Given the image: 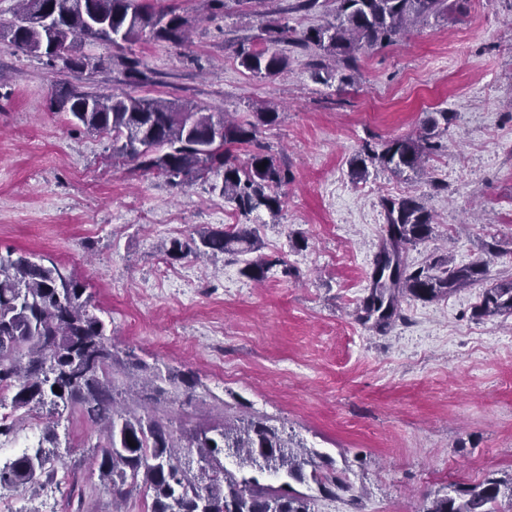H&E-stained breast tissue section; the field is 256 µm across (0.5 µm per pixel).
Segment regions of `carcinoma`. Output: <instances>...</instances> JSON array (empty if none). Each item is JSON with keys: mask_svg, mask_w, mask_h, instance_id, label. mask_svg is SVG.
I'll return each mask as SVG.
<instances>
[{"mask_svg": "<svg viewBox=\"0 0 512 512\" xmlns=\"http://www.w3.org/2000/svg\"><path fill=\"white\" fill-rule=\"evenodd\" d=\"M334 21L306 31L297 42L314 46L336 64L351 69L358 54L398 42L412 22L448 10L447 0H336ZM59 8L58 18L46 23L45 10ZM109 22L112 34L133 41L145 33L178 45L185 38L186 21L176 14L154 10L149 0H19V8L0 41L17 49L58 59L65 69L100 65L69 54L72 43L86 40L111 44L95 28L96 19ZM240 64L253 75L269 78L283 71L287 58L268 48L240 46ZM51 106L89 132L112 136V151L136 168L152 171L180 185L193 175H211L219 190L244 218L266 211L277 216L282 207L278 188L287 175L276 158L258 141L259 127L274 123L277 112L264 109L241 121L224 112H204L176 101L132 92L93 94L60 85ZM446 112H430L414 137L394 139L381 152L357 157L352 169L367 174L366 161L394 173L417 171L437 149L440 121ZM254 146L245 162L233 150ZM386 211L384 241L375 260L369 294L358 319L382 331L400 318L398 298L409 294L433 301L465 288L486 274L488 261L457 266L446 258L410 270L401 264L402 250L428 237L432 219L414 197L383 199ZM261 241L249 224L226 229L208 228L183 241L170 242L171 260L218 254L238 257L260 251ZM259 255L245 261L241 272L261 280L274 265ZM90 295L83 282L65 265L48 258L34 260L25 251L0 253V389L13 392L17 409L52 406L78 409L102 427L93 446L99 478L115 497L133 488L150 493V512H313L311 498L293 485L316 484L334 497L350 486L338 475L325 473L314 461L319 453L294 452L285 430L255 417L241 425L224 424L192 432L187 447L198 450L199 474L182 467L171 421L163 415H139L117 404L112 362L117 349L103 322L88 310ZM478 317L512 316V279L483 290L474 307ZM59 391H53V387ZM49 451L38 445L0 466V488L39 483ZM233 458L238 472L224 459ZM268 471L283 479L264 485L246 468ZM512 501V478L487 476L463 485L451 483L423 512H499V501Z\"/></svg>", "mask_w": 512, "mask_h": 512, "instance_id": "obj_1", "label": "carcinoma"}]
</instances>
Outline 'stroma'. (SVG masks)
<instances>
[{"mask_svg": "<svg viewBox=\"0 0 512 512\" xmlns=\"http://www.w3.org/2000/svg\"><path fill=\"white\" fill-rule=\"evenodd\" d=\"M188 23L183 46L74 43L101 59L69 71L0 43V253L26 251L72 268L92 294L119 352L139 366L113 368L119 391L144 371L184 374L166 409L178 434L224 419L263 416L293 443L317 450L350 492L309 488L314 512H422L453 482L512 477V316L479 318L483 289L512 277V0H467L412 26L396 44L360 54L348 82L314 78L320 52L282 42L287 68L257 78L240 46H269L270 26L296 33L332 16L336 0L303 10L298 0H157ZM150 80L132 82L130 60ZM133 92L246 116L263 106L279 120L260 129L288 181L278 216L252 215L264 282L220 255L169 260L171 240L238 223L208 179L175 186L114 158L112 138L50 110L58 84ZM444 112L440 148L424 175L378 166L365 178L352 159L418 132ZM414 195L432 233L407 246L419 267L490 259L486 277L442 299L405 297L401 320L380 331L357 319L384 238L386 197ZM168 276H161V269ZM0 394L13 430L0 436V466L18 445L44 444L51 476L37 489L0 488V512H148L134 490L113 504L91 461L100 430L62 414L53 431Z\"/></svg>", "mask_w": 512, "mask_h": 512, "instance_id": "stroma-1", "label": "stroma"}]
</instances>
